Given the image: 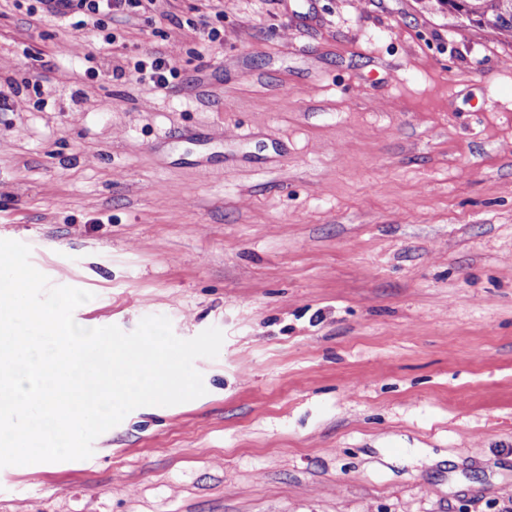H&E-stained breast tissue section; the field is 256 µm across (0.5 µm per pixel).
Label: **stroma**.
<instances>
[{"mask_svg":"<svg viewBox=\"0 0 512 512\" xmlns=\"http://www.w3.org/2000/svg\"><path fill=\"white\" fill-rule=\"evenodd\" d=\"M34 4L0 239L82 327L224 342L205 395L0 468V512H512V43L422 0H157L110 45ZM153 52L167 89L103 75Z\"/></svg>","mask_w":512,"mask_h":512,"instance_id":"stroma-1","label":"stroma"}]
</instances>
